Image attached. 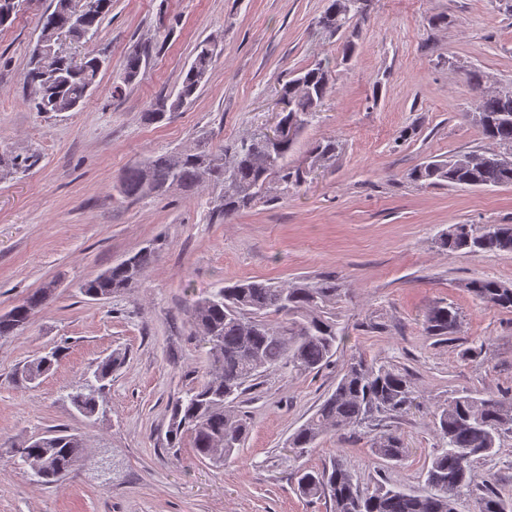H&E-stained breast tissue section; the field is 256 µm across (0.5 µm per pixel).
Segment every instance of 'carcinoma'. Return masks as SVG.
<instances>
[{"label": "carcinoma", "mask_w": 512, "mask_h": 512, "mask_svg": "<svg viewBox=\"0 0 512 512\" xmlns=\"http://www.w3.org/2000/svg\"><path fill=\"white\" fill-rule=\"evenodd\" d=\"M26 2L0 0V27L10 22ZM366 7L367 0H328L318 24L326 31H339L363 16ZM111 10L112 0H51L39 24L40 34L55 46V51L48 56L31 57L24 74L36 111L81 109L89 95L87 88L95 86L101 72V57L90 52L74 56L62 49L61 41H92ZM77 12L84 18V25L79 28L71 22ZM194 53L175 98L164 99L142 113L144 122L160 123L167 114L192 103L212 67L214 46L205 39L196 45ZM147 58L139 46L127 53L122 84L115 86V91L139 77ZM329 84L330 71L317 62L282 85L279 101L284 107L279 112V123L289 133L272 149L252 151L258 138L252 133L217 153L203 142L193 150L151 155L125 170L118 192L133 199L163 195L174 187L195 192L207 183L219 184L223 193L212 207V216L225 220L252 208L265 197L273 182L285 190L300 185L303 171L291 165L288 158L302 132L317 117ZM466 116L485 140L504 151H471L449 159H434L412 169L407 174L410 181L422 186H512V94L482 92L474 111ZM337 149L336 140L326 139L311 147L309 158L321 166L336 157ZM29 160L28 156L3 152L0 174L24 172L30 167ZM436 243L453 254L512 253V224H452ZM157 253L158 247L153 245L129 253L105 272L83 281L80 292L100 301L138 286L156 261ZM465 288L488 307L512 311V284L475 278ZM346 297L343 284L332 275H324L286 283L243 279L197 301L190 322L208 347L207 367L203 379L172 405L166 434L168 447H180L188 433L202 460L227 459L241 448L250 422L246 415L231 409V404L264 371L285 368L302 374L330 363L345 336L336 319V308ZM51 301L50 293L40 288L0 315V339L22 333L35 313ZM459 323L458 309L448 303L434 306L424 316L426 333L441 340H450ZM61 357L62 350L56 348L26 363L18 380L25 384L36 382ZM122 363L123 357L115 353L97 364L93 378L69 395L76 411L87 418L97 414L105 382ZM414 399L415 390L403 373L354 359L347 363L335 389L315 414L288 438V447L299 456L328 433L353 431L378 417L393 416ZM432 417L439 445L426 470L429 493L412 495L398 487L368 493L338 461L329 468L299 473V493L305 497L329 496L333 512H456L458 497L472 491L474 462L495 454L501 438L512 434V396L465 393L435 406ZM374 450L378 457L390 462H400L408 454L404 441L394 432L378 438ZM89 461L82 439L64 430L28 440L14 454V464L25 468L38 485L54 484ZM476 503V512H512V499H505L490 479Z\"/></svg>", "instance_id": "obj_1"}]
</instances>
